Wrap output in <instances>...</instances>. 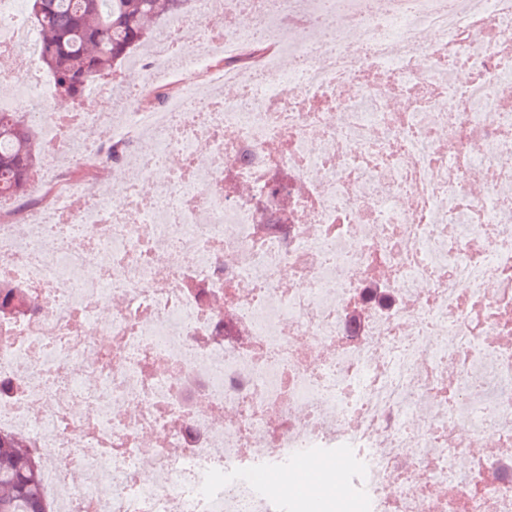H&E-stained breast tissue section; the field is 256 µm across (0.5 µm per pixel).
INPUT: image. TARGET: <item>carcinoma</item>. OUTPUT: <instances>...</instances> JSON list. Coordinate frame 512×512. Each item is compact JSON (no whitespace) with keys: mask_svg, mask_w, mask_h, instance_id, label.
Segmentation results:
<instances>
[{"mask_svg":"<svg viewBox=\"0 0 512 512\" xmlns=\"http://www.w3.org/2000/svg\"><path fill=\"white\" fill-rule=\"evenodd\" d=\"M27 20L40 34L39 62L57 100L74 103L88 83L121 65L148 38L149 23L183 12L189 0H26ZM41 146L29 121L0 112V194L25 197ZM32 305L18 284H0V318ZM41 458L27 440L0 433V512H51L41 485Z\"/></svg>","mask_w":512,"mask_h":512,"instance_id":"cac0c4a2","label":"carcinoma"}]
</instances>
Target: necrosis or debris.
Masks as SVG:
<instances>
[{
  "mask_svg": "<svg viewBox=\"0 0 512 512\" xmlns=\"http://www.w3.org/2000/svg\"><path fill=\"white\" fill-rule=\"evenodd\" d=\"M336 4L323 39L294 0H192L211 53L158 39L116 121L57 111L0 12V112L34 103L55 169L0 196V280L40 302L0 320V432L57 512H268V450L332 443L354 512H512V0ZM273 19L310 41L241 64Z\"/></svg>",
  "mask_w": 512,
  "mask_h": 512,
  "instance_id": "necrosis-or-debris-1",
  "label": "necrosis or debris"
}]
</instances>
